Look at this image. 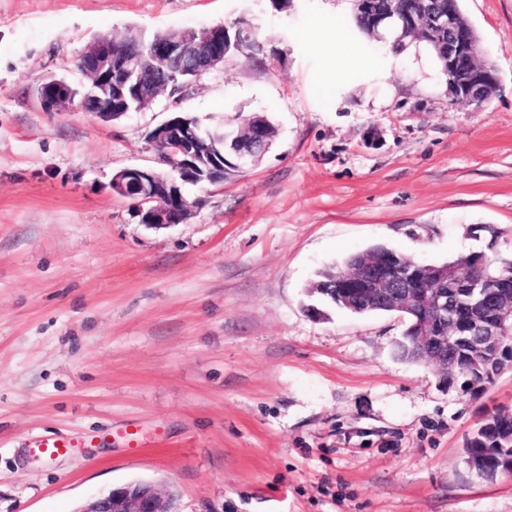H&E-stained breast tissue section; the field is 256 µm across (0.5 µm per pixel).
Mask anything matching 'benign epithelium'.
<instances>
[{
  "label": "benign epithelium",
  "mask_w": 512,
  "mask_h": 512,
  "mask_svg": "<svg viewBox=\"0 0 512 512\" xmlns=\"http://www.w3.org/2000/svg\"><path fill=\"white\" fill-rule=\"evenodd\" d=\"M389 0L387 15L399 19L402 29L431 41L448 63L445 75L452 104L477 107L498 92L495 68L478 61L474 28L461 20L456 8L429 3L415 13L398 8ZM190 34L171 32L152 44L150 57L141 52L135 37L117 42L104 36L90 43L78 65L86 78L83 90L63 78L46 76L37 93L42 107L57 112L78 103L85 111L110 120L131 111L149 108L167 92L174 78L187 75L181 96L192 80L224 63L228 31L222 26L189 48ZM149 139L159 148V160L167 171L128 167L112 176V193L132 201L141 223L161 229L183 223L192 205L182 196L175 178L186 183L212 185L224 182L216 171L224 170L212 153L208 133L183 117L156 125ZM272 131L259 114L248 117L239 132L241 143L235 168L245 169L269 148ZM345 288L344 301L355 312L385 310L412 319L408 334L420 362L443 371L469 361L470 386L480 390L505 369H512V356L505 357L512 337V279L499 277L493 284L465 264H421L392 252L363 254L340 279L322 288L327 293ZM76 512H175L173 496L153 483L129 482L94 498Z\"/></svg>",
  "instance_id": "7a95c632"
}]
</instances>
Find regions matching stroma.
<instances>
[{"label":"stroma","instance_id":"35a3bbf8","mask_svg":"<svg viewBox=\"0 0 512 512\" xmlns=\"http://www.w3.org/2000/svg\"><path fill=\"white\" fill-rule=\"evenodd\" d=\"M460 6L498 76L479 107L449 103L423 43L358 34L354 0H0V512H75L135 478L177 512H512V478L463 451L512 412V369L465 391L398 356L397 315L308 292L373 245L512 256V0ZM239 20L260 51L180 103L103 121L37 97L49 74L80 83L95 38ZM343 41L366 64L340 92L324 62ZM173 110L206 132L261 113L276 136L223 184L183 185L191 218L154 229L110 181L159 168L148 134Z\"/></svg>","mask_w":512,"mask_h":512}]
</instances>
